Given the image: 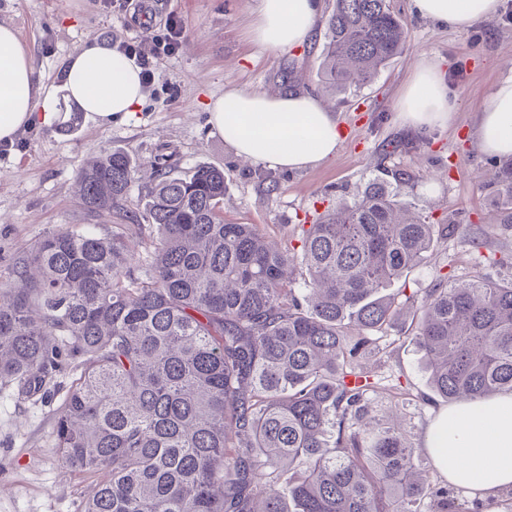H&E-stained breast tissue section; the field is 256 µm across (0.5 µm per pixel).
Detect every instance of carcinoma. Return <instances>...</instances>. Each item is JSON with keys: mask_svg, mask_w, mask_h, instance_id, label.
Listing matches in <instances>:
<instances>
[{"mask_svg": "<svg viewBox=\"0 0 512 512\" xmlns=\"http://www.w3.org/2000/svg\"><path fill=\"white\" fill-rule=\"evenodd\" d=\"M326 38L333 90L407 51L388 0H334ZM135 173L123 152L82 168L85 207L124 209ZM410 179H375L325 210L297 250L224 222L223 170L161 167L144 196L156 235L140 263L105 224L53 229L13 259L0 283V381L59 397L61 460L97 476L81 512H484L416 477L421 458L397 420L368 419L373 335L406 313L440 397L512 391V273L383 294L434 244V225L402 197ZM489 195L512 224V159Z\"/></svg>", "mask_w": 512, "mask_h": 512, "instance_id": "carcinoma-1", "label": "carcinoma"}]
</instances>
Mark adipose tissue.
I'll list each match as a JSON object with an SVG mask.
<instances>
[{
    "mask_svg": "<svg viewBox=\"0 0 512 512\" xmlns=\"http://www.w3.org/2000/svg\"><path fill=\"white\" fill-rule=\"evenodd\" d=\"M420 18L465 30L498 10L500 0H410ZM317 0H254L252 41L288 51L310 38ZM65 90L85 115L103 124L124 120L142 102L138 67L119 52L89 45L71 57ZM403 125L444 130L456 103L440 61L420 53L396 102ZM59 117L53 92L35 76L33 57L16 28L0 23V145ZM211 127L252 166L303 171L333 158L344 134L336 115L310 92L227 87L209 103ZM472 138L483 154L512 156V77L497 82L473 119ZM425 448L453 487L483 495L512 491V392L441 409Z\"/></svg>",
    "mask_w": 512,
    "mask_h": 512,
    "instance_id": "adipose-tissue-1",
    "label": "adipose tissue"
}]
</instances>
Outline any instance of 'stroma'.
Masks as SVG:
<instances>
[{
	"instance_id": "1",
	"label": "stroma",
	"mask_w": 512,
	"mask_h": 512,
	"mask_svg": "<svg viewBox=\"0 0 512 512\" xmlns=\"http://www.w3.org/2000/svg\"><path fill=\"white\" fill-rule=\"evenodd\" d=\"M407 31L408 50L382 66L367 83L326 91L322 61L326 28L300 48L275 52L248 38L252 0H156L154 11L124 14L101 0H0V22L18 30L29 47L37 77L53 87L59 118L68 120L76 106L66 96L65 68L86 43L108 45L110 35L143 40L162 33L168 17L181 19L182 47L177 55L155 61V81L139 108L126 120L101 125L80 117L73 131L55 125L21 136L14 148L0 147V280L12 259L28 251L47 232L62 225L145 223L139 201L154 172L169 165L173 174H191L197 166L224 170L223 215L231 224H255L269 239L297 243L300 225L315 214L353 202L369 180L403 169L411 179L404 198L435 225L452 222L459 230L439 239L423 262L395 281L411 294L433 287L438 273L463 280L501 273L512 261V224L499 220L484 186L493 157L473 143L471 121L490 88L512 76V0H503L497 16L466 30L439 26L416 17L410 0H390ZM426 52L445 66L457 99L452 122L443 131L422 132L418 148L386 153L388 141L409 135L396 119V100L414 56ZM294 72L304 90L321 95L344 125L345 136L333 159L302 173L255 168L225 145L208 123V103L228 84L270 95L283 93V76ZM111 151L128 153L139 175L123 212L87 211L75 183L78 170ZM496 231L484 248L473 249L469 235L481 227ZM498 264H490V257ZM381 387L374 393V414L394 408L389 387L402 385L418 401L401 416L409 442L422 448L423 436L445 402L434 396L418 348L403 336L402 324L378 335ZM57 405L19 398L0 385V512H79L95 480L64 466L54 438Z\"/></svg>"
}]
</instances>
